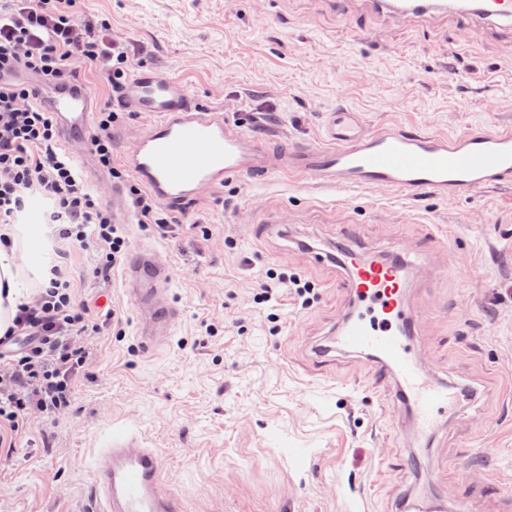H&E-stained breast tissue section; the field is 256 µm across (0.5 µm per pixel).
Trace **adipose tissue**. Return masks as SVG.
<instances>
[{"label":"adipose tissue","mask_w":512,"mask_h":512,"mask_svg":"<svg viewBox=\"0 0 512 512\" xmlns=\"http://www.w3.org/2000/svg\"><path fill=\"white\" fill-rule=\"evenodd\" d=\"M49 228L43 224H14L0 228V336L11 327L24 293L18 274L8 260L17 246H24L28 254L29 272L39 282L51 277V259L48 255Z\"/></svg>","instance_id":"1"}]
</instances>
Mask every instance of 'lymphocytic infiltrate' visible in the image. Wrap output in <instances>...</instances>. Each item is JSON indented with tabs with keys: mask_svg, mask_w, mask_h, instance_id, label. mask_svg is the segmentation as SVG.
Masks as SVG:
<instances>
[{
	"mask_svg": "<svg viewBox=\"0 0 512 512\" xmlns=\"http://www.w3.org/2000/svg\"><path fill=\"white\" fill-rule=\"evenodd\" d=\"M23 77L0 85V224L21 220L29 197L45 199L44 221L52 241L95 251L96 273L123 262L128 241L112 211L82 181L70 157L57 146V126L37 102V83L77 78L81 68L98 73L112 91L98 109L90 146L112 180L125 183L138 223L159 234L173 232L175 220L112 158L110 129L123 119L117 107L130 77L127 48L108 40L103 29L84 23L77 0H0V67ZM288 287L303 304L314 299L309 282L284 270H267L252 295L271 302ZM100 325L90 308L77 302L61 267L31 302L20 305L13 326L0 337V452L15 449L32 419L54 422L71 403L79 374L91 362L87 340Z\"/></svg>",
	"mask_w": 512,
	"mask_h": 512,
	"instance_id": "1",
	"label": "lymphocytic infiltrate"
}]
</instances>
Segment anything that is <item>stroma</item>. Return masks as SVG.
<instances>
[{
	"label": "stroma",
	"mask_w": 512,
	"mask_h": 512,
	"mask_svg": "<svg viewBox=\"0 0 512 512\" xmlns=\"http://www.w3.org/2000/svg\"><path fill=\"white\" fill-rule=\"evenodd\" d=\"M84 10L129 46L134 68L178 80L275 144H322L340 105L374 132L512 126V34L486 25L464 36L444 17L366 21L360 5L337 11L327 0H85ZM176 217L173 237L125 226L130 249L153 246L171 265L170 295L183 310L149 354L120 274L99 276L92 256L68 252L77 300L105 303L121 330L107 322L89 339L92 362L70 407L52 424L33 423L32 442L0 465V512H84L116 425L160 450L187 512H389L408 492L422 510L440 499L501 512L512 500V401L501 393L512 384L511 188H478L458 202L364 189L342 201L276 174L262 187L228 182ZM257 224L269 227L259 243ZM435 227L447 240L427 251L407 292L415 340L436 378L474 395L416 450L402 406L364 359L315 360L312 345L349 300L335 286L339 269L309 249L346 238L390 256L400 243L422 247ZM276 265L313 284V303L286 290L274 307L250 302ZM462 305L463 323L448 315ZM414 455L419 466L406 470ZM463 461L500 479L497 494L467 483Z\"/></svg>",
	"instance_id": "obj_1"
}]
</instances>
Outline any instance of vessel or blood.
Returning a JSON list of instances; mask_svg holds the SVG:
<instances>
[{"label":"vessel or blood","mask_w":512,"mask_h":512,"mask_svg":"<svg viewBox=\"0 0 512 512\" xmlns=\"http://www.w3.org/2000/svg\"><path fill=\"white\" fill-rule=\"evenodd\" d=\"M364 2L390 19L444 15L512 31V0ZM39 102L55 118L61 145L81 176L100 184L102 175L87 141L97 106L90 86L79 80L58 83ZM123 103L128 111L154 116L125 152L124 165L175 210L225 182L280 171L298 183L314 179L332 185L345 200L362 188H395L409 196L428 192L456 201L478 186L512 187L511 127H473L448 138L395 128L372 132L358 112L342 108L332 113L323 145L274 149L227 112L191 98L181 83L154 69L132 76ZM344 256L345 274L338 286L352 311L333 336L315 346L314 354L322 360L338 354L367 358L372 372L391 383L394 399L408 408L419 439L430 441L458 395L454 385L436 381L420 362L413 340L415 315L403 300L413 266L384 263L375 253L350 247ZM171 276L169 264L149 246L138 248L124 267L145 347L169 336L182 316L167 292ZM88 512H184V504L164 483L159 451L142 447L135 433L116 429L99 451Z\"/></svg>","instance_id":"1"}]
</instances>
